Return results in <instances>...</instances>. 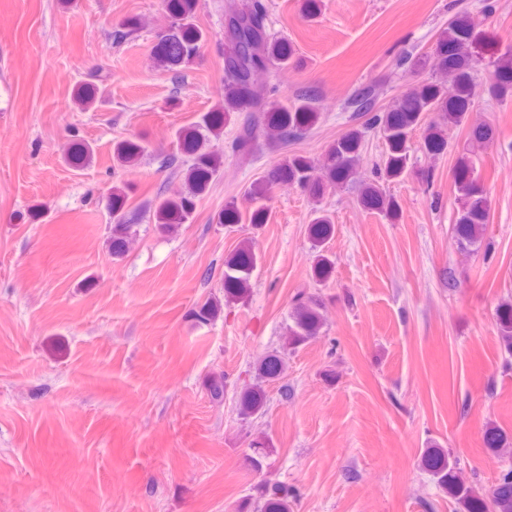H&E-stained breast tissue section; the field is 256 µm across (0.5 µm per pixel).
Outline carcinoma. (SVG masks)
<instances>
[{
    "label": "carcinoma",
    "instance_id": "obj_1",
    "mask_svg": "<svg viewBox=\"0 0 512 512\" xmlns=\"http://www.w3.org/2000/svg\"><path fill=\"white\" fill-rule=\"evenodd\" d=\"M197 0H166L175 22L162 35L153 48V55L161 67L185 65L191 62L206 41V33L195 22ZM224 12L233 16L227 27L228 49L224 56V99L199 121L179 134L178 146L191 158L185 170L182 191L172 197L157 198L149 204L155 223L164 230L187 223L195 209V200L207 188L212 177L224 164L223 154L206 148L208 137L218 140L231 115L250 110L247 119L232 141V151L242 163L253 160L258 132L266 136V146L278 150L289 138H301L319 119L315 96L303 91L291 106H269L266 90L252 81L249 71L255 63L264 61L280 71L297 64L292 45L271 37L265 26V8L261 0L236 3L224 2ZM476 36L470 17L459 11L448 19L438 35L433 61L436 68L448 78V83L419 78L427 66L424 56H406L412 82L400 102L389 108L376 106V88L359 91L352 107L356 114L367 117L362 127H354L329 144L320 160L300 154L284 159L270 174L254 182L247 191L256 207L244 214L233 206L224 209L222 223L259 225L266 221L265 201L274 184L288 181L297 185L314 199H320L329 187L339 189L352 178L361 160L365 134L378 130L386 145L383 174L379 180L366 183L360 190L358 202L368 210L381 212L396 221L400 217L398 200L387 193L385 183L402 178L408 167L410 135L432 113L423 131V148L431 156L448 150L447 129L467 122L473 111L476 96L475 72L479 60L470 46ZM483 94L491 100L512 98V48L496 62L493 79ZM469 139L477 144L489 143L495 138V129L489 123H479L468 128ZM143 147L133 140L116 144L114 155L125 166L134 165ZM451 177L461 201L452 234L458 247L477 251L481 248L490 220L489 200L483 184L474 177L470 157L457 158ZM124 199L112 197V255L121 256L131 235V225L126 223ZM308 227L313 242L312 274L318 282L327 280L334 268L335 258L325 249V244L335 232L331 215L320 208ZM256 264L255 253L248 242L242 243L225 262L224 298L242 300L249 296L250 280ZM288 325L286 345L295 349L315 339L323 327L321 305L314 299L300 301ZM498 337L506 352L512 354V303L501 304L496 312ZM285 369V353L273 352L258 364L259 376L272 382L281 377ZM266 404L262 386L245 389L239 397L240 413L248 418L260 413ZM484 444L495 453L508 451L512 439L496 424L490 423L484 431ZM421 466L435 480L437 486L457 505L458 512H512V469L503 471L496 483L482 491L467 483L461 476L458 460L446 448L432 447L424 450ZM295 492L281 483H266L260 491L257 504L251 499L242 501L238 512H294Z\"/></svg>",
    "mask_w": 512,
    "mask_h": 512
}]
</instances>
